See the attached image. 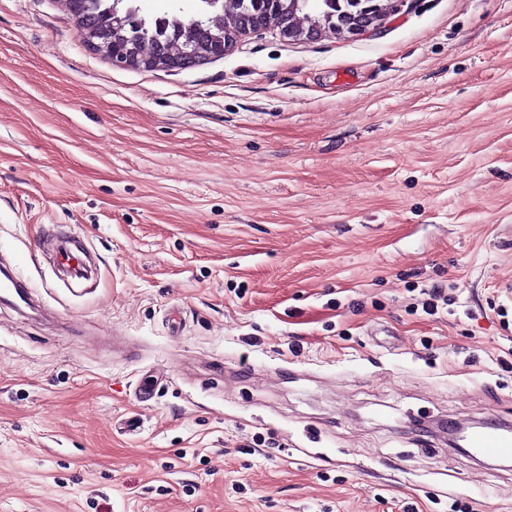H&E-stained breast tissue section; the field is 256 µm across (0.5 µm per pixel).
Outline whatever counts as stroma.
Instances as JSON below:
<instances>
[{
    "mask_svg": "<svg viewBox=\"0 0 512 512\" xmlns=\"http://www.w3.org/2000/svg\"><path fill=\"white\" fill-rule=\"evenodd\" d=\"M1 259L46 314L0 303V512H512V466L414 430L512 423V0L174 72L0 0Z\"/></svg>",
    "mask_w": 512,
    "mask_h": 512,
    "instance_id": "stroma-1",
    "label": "stroma"
}]
</instances>
